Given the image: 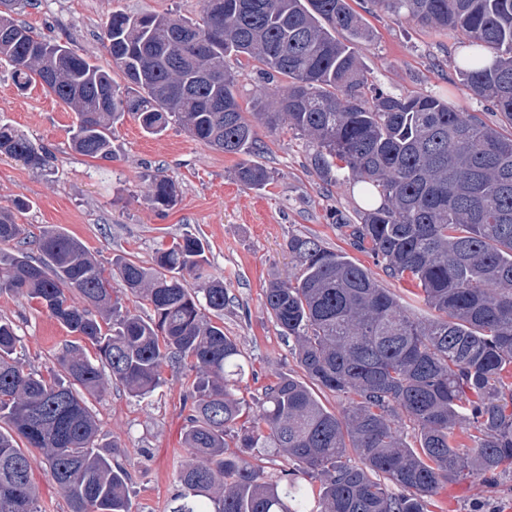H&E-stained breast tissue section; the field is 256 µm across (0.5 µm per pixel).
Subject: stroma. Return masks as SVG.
Returning a JSON list of instances; mask_svg holds the SVG:
<instances>
[{
	"label": "stroma",
	"instance_id": "35a3bbf8",
	"mask_svg": "<svg viewBox=\"0 0 512 512\" xmlns=\"http://www.w3.org/2000/svg\"><path fill=\"white\" fill-rule=\"evenodd\" d=\"M373 29L356 50L370 83L398 95L432 94L487 123L499 117L458 79L455 59L464 38L455 31L437 33L406 16L372 9L369 0H352ZM175 13L199 19L201 0H29L18 19L34 35L66 43L76 53L107 64L99 34L112 12ZM73 112L42 86L19 93L8 65H0V124L43 144L52 154L49 171L38 172L0 154V204L22 197L28 204L19 221L32 232L45 225L62 228L81 240L104 267L124 255L150 263L157 248L192 233L208 245L214 273L223 276L231 303L224 310V331L234 336L247 372L240 384L245 399L260 397L265 385L283 374L300 376L292 344L267 314L262 291L272 278L292 279L298 261L287 242L294 235L319 238L327 248L351 254L371 271L381 287L400 297L420 317L429 311L415 301L410 283L388 277L365 252L351 249L335 213L353 216L362 208L358 188L344 179L321 182L313 173L312 149L295 132L271 134L259 129L260 161L274 179L263 189L236 182L237 157L192 139L178 124L159 136L145 135L126 118L114 140L115 155L96 160L76 153L68 138ZM162 174L175 181L177 205L160 213L148 201V178ZM0 317L11 320L18 335V357L45 374L58 367V356L73 336L37 304L0 292ZM146 399L108 387L90 406L102 425V445H116L133 484L130 512H168L176 474L188 459L181 446L187 412L184 396L192 372L174 368ZM432 512H512V477L489 484L466 477L440 485Z\"/></svg>",
	"mask_w": 512,
	"mask_h": 512
}]
</instances>
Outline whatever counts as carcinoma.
Masks as SVG:
<instances>
[{
    "instance_id": "cac0c4a2",
    "label": "carcinoma",
    "mask_w": 512,
    "mask_h": 512,
    "mask_svg": "<svg viewBox=\"0 0 512 512\" xmlns=\"http://www.w3.org/2000/svg\"><path fill=\"white\" fill-rule=\"evenodd\" d=\"M370 2L466 35L477 51L458 61L459 80L512 125V0ZM371 36L348 0H203L195 21L112 13L100 32L112 59L105 69L0 12V62L19 91L38 81L75 113L76 152L111 159L127 116L148 135L175 121L242 156L235 180L261 189L273 175L257 160L256 124L271 133L287 127L313 147L322 182L346 171L381 200L345 224L350 245L413 284L435 312L416 317L346 254L292 236L299 276L271 280L262 301L293 341L303 376L277 377L252 406L237 396L246 374L237 342L212 321L229 296L203 239L185 233L157 249L151 265L118 257L108 272L58 227L31 237L17 222L22 200L1 205L0 291L37 301L79 343L60 353V372L44 376L14 357L16 333L0 320V512H38V461L68 512H129L132 475L98 451L88 398L115 385L145 399L170 365L194 379L182 436L189 460L169 512H430L440 484L495 482L512 469V133L436 96H396L369 83L355 44ZM230 56L283 80L257 100L255 124ZM215 99L232 111H213ZM0 153L36 170L49 164L43 146L8 125H0ZM149 198L157 211L172 209L175 182L154 176ZM128 295L152 314L131 313ZM317 388L344 397L340 413ZM405 419L418 427L416 447L399 430ZM461 434L472 441L466 454ZM270 448L296 468L274 480L249 461ZM307 477L319 482L316 492Z\"/></svg>"
}]
</instances>
